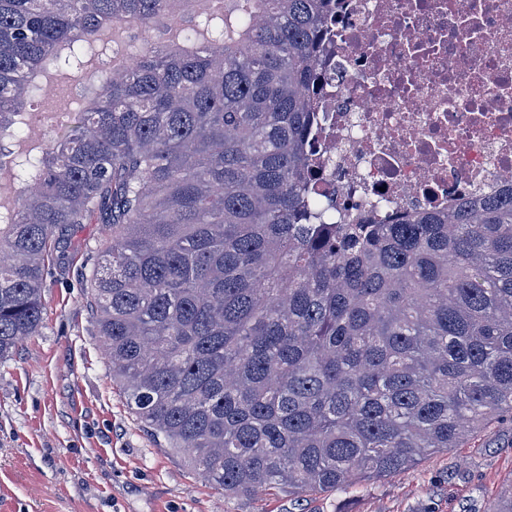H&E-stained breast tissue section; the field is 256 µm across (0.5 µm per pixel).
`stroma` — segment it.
Masks as SVG:
<instances>
[{
	"instance_id": "stroma-1",
	"label": "stroma",
	"mask_w": 512,
	"mask_h": 512,
	"mask_svg": "<svg viewBox=\"0 0 512 512\" xmlns=\"http://www.w3.org/2000/svg\"><path fill=\"white\" fill-rule=\"evenodd\" d=\"M50 266L46 322L0 362V512H485L512 483V422L395 477L301 499L225 498L183 455L160 447L112 383L88 274L101 225L75 224Z\"/></svg>"
}]
</instances>
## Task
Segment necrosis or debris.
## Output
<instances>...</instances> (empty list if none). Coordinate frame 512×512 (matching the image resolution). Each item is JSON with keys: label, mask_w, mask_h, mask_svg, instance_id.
<instances>
[{"label": "necrosis or debris", "mask_w": 512, "mask_h": 512, "mask_svg": "<svg viewBox=\"0 0 512 512\" xmlns=\"http://www.w3.org/2000/svg\"><path fill=\"white\" fill-rule=\"evenodd\" d=\"M323 57L337 223L512 191V0H336Z\"/></svg>", "instance_id": "obj_1"}]
</instances>
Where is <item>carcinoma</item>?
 Masks as SVG:
<instances>
[{"label":"carcinoma","instance_id":"cac0c4a2","mask_svg":"<svg viewBox=\"0 0 512 512\" xmlns=\"http://www.w3.org/2000/svg\"><path fill=\"white\" fill-rule=\"evenodd\" d=\"M0 0V141L106 27L170 28L10 161L0 361L45 324L68 224L129 411L227 498L398 475L512 419V193L326 224L309 140L332 0Z\"/></svg>","mask_w":512,"mask_h":512}]
</instances>
